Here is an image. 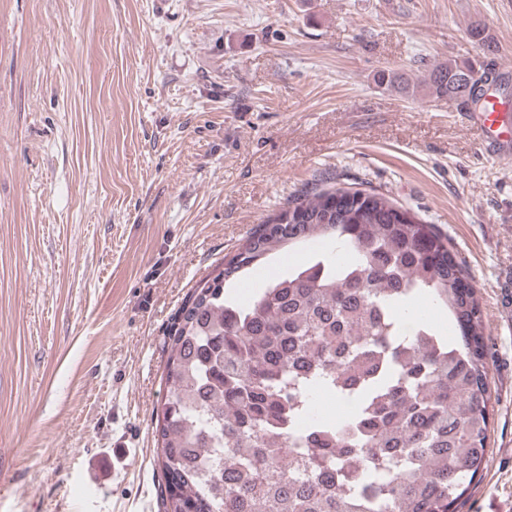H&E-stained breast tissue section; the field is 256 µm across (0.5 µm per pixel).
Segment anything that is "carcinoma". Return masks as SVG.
Returning <instances> with one entry per match:
<instances>
[{
  "instance_id": "carcinoma-1",
  "label": "carcinoma",
  "mask_w": 512,
  "mask_h": 512,
  "mask_svg": "<svg viewBox=\"0 0 512 512\" xmlns=\"http://www.w3.org/2000/svg\"><path fill=\"white\" fill-rule=\"evenodd\" d=\"M490 70L455 59L406 95L462 109ZM322 243L252 302L225 297L269 255ZM435 225L376 190L317 185L267 216L181 308L156 409L164 512H455L487 456L485 322ZM437 303L457 334L402 310ZM323 393L356 403L336 419Z\"/></svg>"
}]
</instances>
